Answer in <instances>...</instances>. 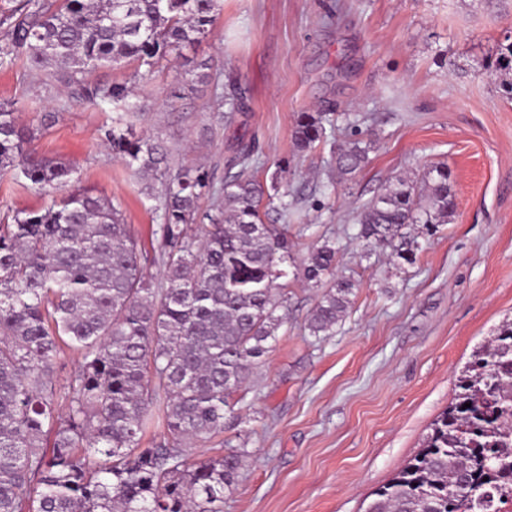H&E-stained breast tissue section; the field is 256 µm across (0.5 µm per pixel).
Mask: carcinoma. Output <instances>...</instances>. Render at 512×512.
I'll return each instance as SVG.
<instances>
[{
	"label": "carcinoma",
	"instance_id": "1",
	"mask_svg": "<svg viewBox=\"0 0 512 512\" xmlns=\"http://www.w3.org/2000/svg\"><path fill=\"white\" fill-rule=\"evenodd\" d=\"M218 9L219 0H24L0 12V66L23 53L70 87L90 68L135 61L150 71L163 54L207 39ZM91 98L126 115L138 110L123 84L97 87ZM324 121L322 112L299 113L297 147L323 142ZM34 139L1 102L0 172L61 199L0 224V512H224L242 462L240 452H224V411L288 323L279 283L287 225L261 217L277 176L267 188L246 175L250 142L230 161L240 171L217 192L204 173L176 171L158 192L163 223L148 256L122 211L78 186L72 165L36 154ZM102 139L138 175L167 165V150L135 136L122 117ZM372 150L360 138L337 149L336 177L359 172ZM206 191L220 217L197 224ZM455 208L448 166H434L384 184L355 237L412 264L411 226L446 224ZM338 254L326 239L297 269L324 288L306 324L314 337L334 333L354 295ZM148 260L161 280L146 277ZM63 344L80 361L58 386ZM457 387L422 450L365 512H512V321L476 351ZM156 410L167 437L145 446ZM188 441L218 449L191 461Z\"/></svg>",
	"mask_w": 512,
	"mask_h": 512
}]
</instances>
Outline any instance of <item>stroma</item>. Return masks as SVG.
<instances>
[{"label":"stroma","instance_id":"1","mask_svg":"<svg viewBox=\"0 0 512 512\" xmlns=\"http://www.w3.org/2000/svg\"><path fill=\"white\" fill-rule=\"evenodd\" d=\"M512 42V0H221L198 47L153 70L127 62L85 75L123 83L143 110L133 132L168 151L142 180L101 137L116 114L25 58L0 68V102L39 127V155L72 164L82 186L118 206L141 245L161 222L167 173L203 168L221 187L239 141L256 142L250 173L288 189L284 280L288 326L224 414V439L246 463L224 512H364L416 454L458 392L473 352L512 319V96L492 61ZM246 108L231 113L236 100ZM322 110L375 148L366 167L331 179L333 142L297 150L298 113ZM447 164L456 211L420 231L415 264L365 254L360 211L398 176ZM29 181L0 174V217L49 206ZM358 286L333 335L305 328L321 291L295 271L324 239Z\"/></svg>","mask_w":512,"mask_h":512}]
</instances>
